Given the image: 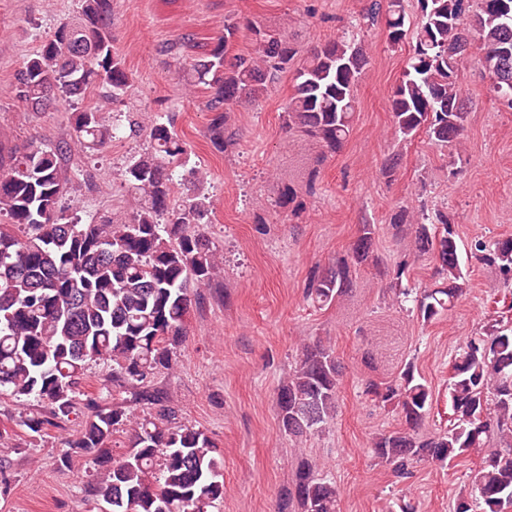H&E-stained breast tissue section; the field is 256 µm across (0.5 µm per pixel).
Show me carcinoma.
Wrapping results in <instances>:
<instances>
[{
  "label": "carcinoma",
  "mask_w": 512,
  "mask_h": 512,
  "mask_svg": "<svg viewBox=\"0 0 512 512\" xmlns=\"http://www.w3.org/2000/svg\"><path fill=\"white\" fill-rule=\"evenodd\" d=\"M422 17L406 26L401 0H373L368 14L381 18L387 42L410 39L408 58L393 91L396 134L423 133L441 147L464 138L467 103L464 67L474 54L491 79L490 92L512 108V0H419ZM113 0H81L79 17L45 37L15 76L14 94L24 107L45 112L59 101H82L93 90L117 100L129 88L124 60L114 47ZM238 26L224 21V35L203 58L179 63L188 86L210 90L208 134L213 147L232 145L229 113L255 103L277 84L298 54L286 35L258 27L248 54L228 56ZM367 53L353 34L310 51L294 74L284 104L287 127L315 139L334 154L352 130L355 89ZM123 124L98 106L74 114L76 141L105 148ZM149 147L122 170L135 201L120 222H84L58 207L75 190L82 170L70 150L29 144L22 153L0 139V389L19 402L46 408L21 423L39 436L66 420L84 394L92 362H112V404L86 396V416L70 454L102 466L94 475L97 501L106 512H214L224 500V459L203 430L177 421L168 397L150 378L173 365L192 307L190 288L209 284L219 271L217 246L202 223L209 213L204 176L191 164V147L169 116L154 113ZM18 224L23 237L11 232ZM418 252L432 254L441 283L412 299L429 322L452 310L466 290L455 225L437 211L413 221ZM374 225L364 224L346 256L313 269L305 288L324 306L352 285L351 268L372 257ZM470 253L506 286H512V237L477 239ZM342 370L335 351L304 343L288 380L278 388L277 419L290 437L325 429L336 414ZM366 394L400 413L405 428L375 438L373 453L401 479L418 462L446 467L473 451L485 452L470 472L480 512H512V326H492L472 337L451 360L448 429L421 436L416 427L433 407L429 387L406 367L394 382H371ZM127 446L108 454L114 433ZM336 486L312 459L299 462L293 486L282 490L278 512H336Z\"/></svg>",
  "instance_id": "cac0c4a2"
}]
</instances>
